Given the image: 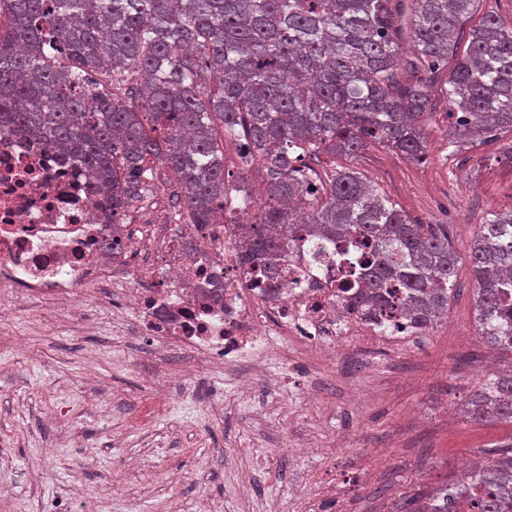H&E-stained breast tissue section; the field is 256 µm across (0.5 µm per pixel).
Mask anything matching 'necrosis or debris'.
Here are the masks:
<instances>
[{"label": "necrosis or debris", "mask_w": 512, "mask_h": 512, "mask_svg": "<svg viewBox=\"0 0 512 512\" xmlns=\"http://www.w3.org/2000/svg\"><path fill=\"white\" fill-rule=\"evenodd\" d=\"M89 178L54 151L20 138L0 143V288L41 305L102 301L130 316L131 333L227 366L256 367L287 345L329 354L404 350L430 335L393 304L352 305L342 264L360 268L355 241L319 242L302 225L273 258L276 279L257 281L238 260L234 223L155 224L147 234L153 279L130 266L129 240L112 242Z\"/></svg>", "instance_id": "necrosis-or-debris-1"}]
</instances>
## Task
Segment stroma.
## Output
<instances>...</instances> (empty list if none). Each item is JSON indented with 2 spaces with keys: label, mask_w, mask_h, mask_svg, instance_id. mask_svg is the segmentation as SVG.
<instances>
[{
  "label": "stroma",
  "mask_w": 512,
  "mask_h": 512,
  "mask_svg": "<svg viewBox=\"0 0 512 512\" xmlns=\"http://www.w3.org/2000/svg\"><path fill=\"white\" fill-rule=\"evenodd\" d=\"M444 87L428 157L382 144L353 166L422 224L447 225L458 263L448 321L424 347L315 352L267 362L251 393L239 372L103 323L105 308L32 304L9 290L0 319V512H309L301 491L335 485L350 512L459 479L461 457L512 440L511 422L449 418L486 372L512 367L475 322L468 242L512 210V132L459 153ZM53 467H45L47 451Z\"/></svg>",
  "instance_id": "35a3bbf8"
}]
</instances>
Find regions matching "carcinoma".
<instances>
[{
	"label": "carcinoma",
	"mask_w": 512,
	"mask_h": 512,
	"mask_svg": "<svg viewBox=\"0 0 512 512\" xmlns=\"http://www.w3.org/2000/svg\"><path fill=\"white\" fill-rule=\"evenodd\" d=\"M478 0H0V139L25 134L66 154L107 194L112 223L151 193L144 166L180 180L189 224H216L242 168L265 171L240 257L270 255L297 212L317 240L357 238L371 271L353 277L382 300L396 281L420 322L448 310L458 257L445 224H420L350 166L320 175L321 157H356L374 142L413 162L446 66L450 144L470 149L512 130V25ZM139 93L140 105L125 98ZM474 308L491 346L512 352V210L469 243ZM471 422L512 423V368L483 379ZM512 512V443L466 480L395 512Z\"/></svg>",
	"instance_id": "obj_1"
}]
</instances>
